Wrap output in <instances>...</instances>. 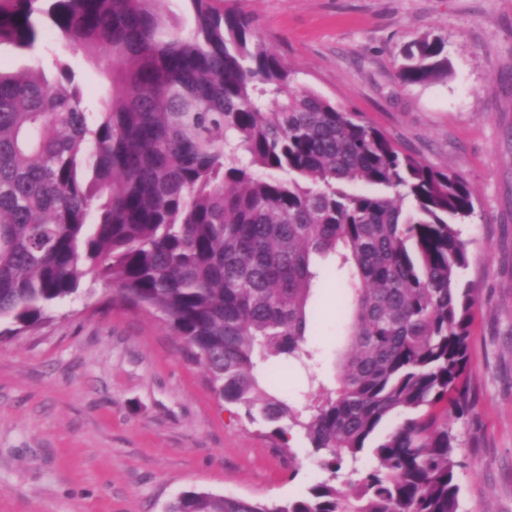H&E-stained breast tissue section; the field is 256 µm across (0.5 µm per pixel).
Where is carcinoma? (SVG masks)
Instances as JSON below:
<instances>
[{
    "label": "carcinoma",
    "mask_w": 512,
    "mask_h": 512,
    "mask_svg": "<svg viewBox=\"0 0 512 512\" xmlns=\"http://www.w3.org/2000/svg\"><path fill=\"white\" fill-rule=\"evenodd\" d=\"M186 2L188 28L172 0H0V48L30 58L0 70V322L20 333L92 274L166 319L281 452L298 432L327 473L293 500L189 491L167 512H458L448 409L469 404L475 290L456 225L471 188L296 87L232 0ZM77 55L107 83L93 105ZM402 59L405 84L450 74L438 37ZM328 253L348 272L350 347L299 411L262 373L310 365L313 261Z\"/></svg>",
    "instance_id": "1"
}]
</instances>
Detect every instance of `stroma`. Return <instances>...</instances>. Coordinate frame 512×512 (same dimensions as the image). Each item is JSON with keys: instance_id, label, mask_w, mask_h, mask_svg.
<instances>
[{"instance_id": "1", "label": "stroma", "mask_w": 512, "mask_h": 512, "mask_svg": "<svg viewBox=\"0 0 512 512\" xmlns=\"http://www.w3.org/2000/svg\"><path fill=\"white\" fill-rule=\"evenodd\" d=\"M312 89L404 152L471 187L460 225L477 290L471 407L457 437L459 512H512V0H238ZM440 37L451 75L402 84V49ZM310 372L269 365L294 407L309 374L334 380L346 348V270L317 258ZM282 456L264 426L224 403L181 338L153 312L85 279L36 326L0 337V512H165L190 490L263 501L325 477L294 437Z\"/></svg>"}]
</instances>
